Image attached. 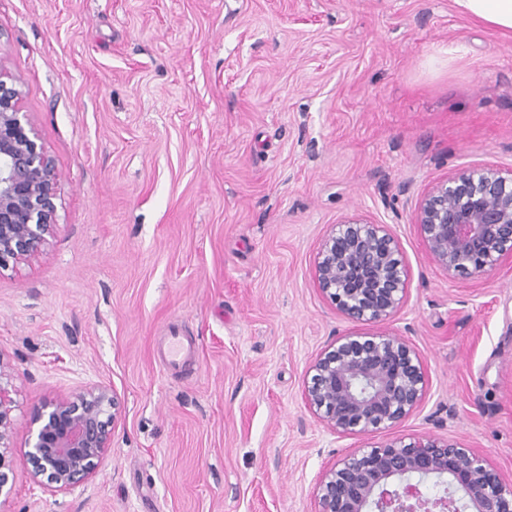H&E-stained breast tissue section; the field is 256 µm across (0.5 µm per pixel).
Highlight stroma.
Here are the masks:
<instances>
[{
	"label": "stroma",
	"mask_w": 512,
	"mask_h": 512,
	"mask_svg": "<svg viewBox=\"0 0 512 512\" xmlns=\"http://www.w3.org/2000/svg\"><path fill=\"white\" fill-rule=\"evenodd\" d=\"M0 66L58 175L43 253L0 271L15 420L0 512H316L347 452L430 435L512 480V261L449 279L416 224L456 170L512 169V38L455 0H0ZM388 225L410 270L388 328L422 356L421 406L329 431L305 372L351 331L313 283L332 224ZM197 362L165 371L171 327ZM122 401L85 486L33 484L39 399Z\"/></svg>",
	"instance_id": "35a3bbf8"
}]
</instances>
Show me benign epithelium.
<instances>
[{"label": "benign epithelium", "instance_id": "1", "mask_svg": "<svg viewBox=\"0 0 512 512\" xmlns=\"http://www.w3.org/2000/svg\"><path fill=\"white\" fill-rule=\"evenodd\" d=\"M53 161L22 111L16 77L0 67V270L36 259L56 216ZM416 224L432 258L453 280L481 278L512 260V170L461 168L419 203ZM314 285L356 329L327 344L306 371L309 409L339 435L392 429L422 403L420 354L387 328L408 296L409 269L387 225L351 216L331 225L314 258ZM0 366V497H10L14 400ZM120 415L108 385L80 386L34 407L25 442L30 480L53 492L95 476ZM445 486L427 495L429 480ZM318 512H512V481L486 454L413 435L357 448L326 467Z\"/></svg>", "mask_w": 512, "mask_h": 512}]
</instances>
